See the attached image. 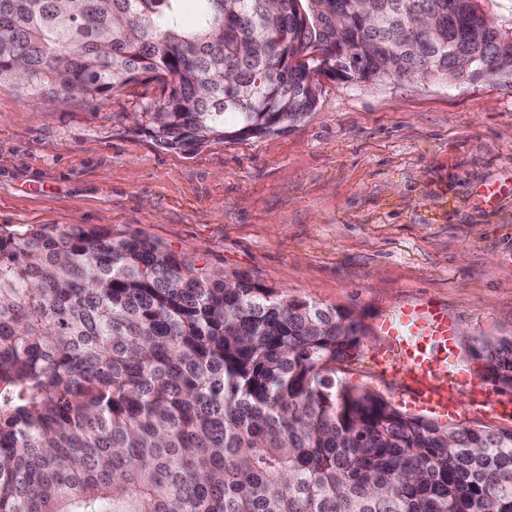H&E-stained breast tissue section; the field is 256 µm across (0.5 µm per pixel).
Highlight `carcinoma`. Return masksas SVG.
<instances>
[{
    "label": "carcinoma",
    "mask_w": 512,
    "mask_h": 512,
    "mask_svg": "<svg viewBox=\"0 0 512 512\" xmlns=\"http://www.w3.org/2000/svg\"><path fill=\"white\" fill-rule=\"evenodd\" d=\"M0 0V88L142 80L171 149L300 122L318 76L464 82L512 0ZM351 315L110 228L0 229V512H512V429L408 415L337 377ZM476 360L512 392V337Z\"/></svg>",
    "instance_id": "cac0c4a2"
}]
</instances>
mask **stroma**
Here are the masks:
<instances>
[{
  "label": "stroma",
  "mask_w": 512,
  "mask_h": 512,
  "mask_svg": "<svg viewBox=\"0 0 512 512\" xmlns=\"http://www.w3.org/2000/svg\"><path fill=\"white\" fill-rule=\"evenodd\" d=\"M320 82L295 127L190 152L135 122L156 84L51 105L2 88L0 228L105 225L346 311L367 335L341 378L425 415L376 365L378 325L445 311L478 381L473 346L512 336V78Z\"/></svg>",
  "instance_id": "stroma-1"
}]
</instances>
